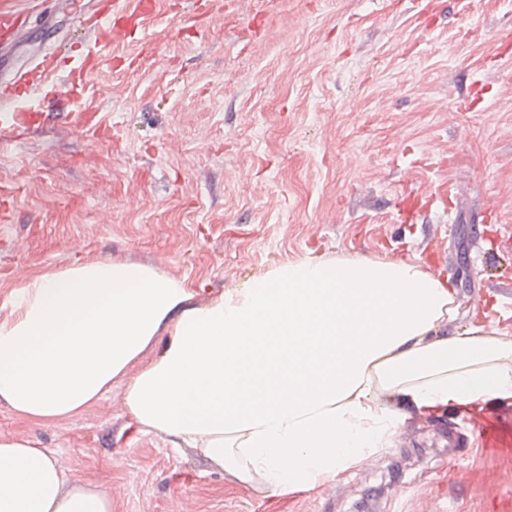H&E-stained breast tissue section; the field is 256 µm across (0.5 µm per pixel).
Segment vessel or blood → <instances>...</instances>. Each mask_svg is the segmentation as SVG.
Listing matches in <instances>:
<instances>
[{"instance_id":"1","label":"vessel or blood","mask_w":512,"mask_h":512,"mask_svg":"<svg viewBox=\"0 0 512 512\" xmlns=\"http://www.w3.org/2000/svg\"><path fill=\"white\" fill-rule=\"evenodd\" d=\"M75 0H0V63L11 57L30 29L32 15L48 20L72 14ZM155 0H93L89 18L80 23L82 42L29 59L27 68L0 73V143L36 124L44 89L57 100H70V89L109 64L108 49L141 30L155 10Z\"/></svg>"}]
</instances>
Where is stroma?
<instances>
[{"label": "stroma", "instance_id": "stroma-1", "mask_svg": "<svg viewBox=\"0 0 512 512\" xmlns=\"http://www.w3.org/2000/svg\"><path fill=\"white\" fill-rule=\"evenodd\" d=\"M201 2L158 0L151 37L113 45L88 96L100 135L52 119L0 152V320L44 267L128 259L202 303L315 254L438 260L448 328H467L479 286L512 271L470 246L471 227L512 228V0ZM475 81V107L448 93ZM445 185L448 211L401 222L404 197ZM121 394L37 426L0 401V433L39 440L112 512H512V446L457 418L460 447L409 421L376 460L267 497L140 430Z\"/></svg>", "mask_w": 512, "mask_h": 512}]
</instances>
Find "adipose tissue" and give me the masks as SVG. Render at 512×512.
<instances>
[{"mask_svg":"<svg viewBox=\"0 0 512 512\" xmlns=\"http://www.w3.org/2000/svg\"><path fill=\"white\" fill-rule=\"evenodd\" d=\"M455 313L447 279L403 258L310 255L203 304L150 265L48 267L0 321V400L51 424L121 386L144 432L277 496L363 463L405 422L512 399V342L489 321L449 334ZM0 512H112V499L38 440L0 434Z\"/></svg>","mask_w":512,"mask_h":512,"instance_id":"adipose-tissue-1","label":"adipose tissue"}]
</instances>
